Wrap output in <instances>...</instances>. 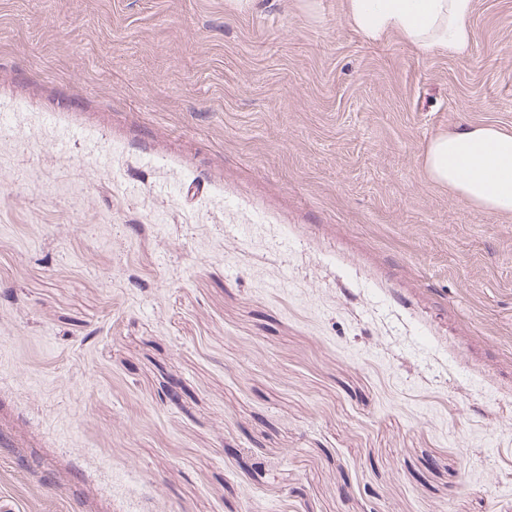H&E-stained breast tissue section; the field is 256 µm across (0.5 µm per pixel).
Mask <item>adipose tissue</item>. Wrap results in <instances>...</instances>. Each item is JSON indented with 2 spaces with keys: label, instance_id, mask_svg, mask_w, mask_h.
Here are the masks:
<instances>
[{
  "label": "adipose tissue",
  "instance_id": "adipose-tissue-1",
  "mask_svg": "<svg viewBox=\"0 0 512 512\" xmlns=\"http://www.w3.org/2000/svg\"><path fill=\"white\" fill-rule=\"evenodd\" d=\"M474 0H345L352 28L370 43L398 36L415 51L451 56L472 44ZM424 168L433 183L474 207L512 214V130L462 126L432 138Z\"/></svg>",
  "mask_w": 512,
  "mask_h": 512
}]
</instances>
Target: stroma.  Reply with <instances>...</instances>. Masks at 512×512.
<instances>
[{
  "mask_svg": "<svg viewBox=\"0 0 512 512\" xmlns=\"http://www.w3.org/2000/svg\"><path fill=\"white\" fill-rule=\"evenodd\" d=\"M344 0H0V495L20 512H512V216L434 185L512 130Z\"/></svg>",
  "mask_w": 512,
  "mask_h": 512,
  "instance_id": "35a3bbf8",
  "label": "stroma"
}]
</instances>
